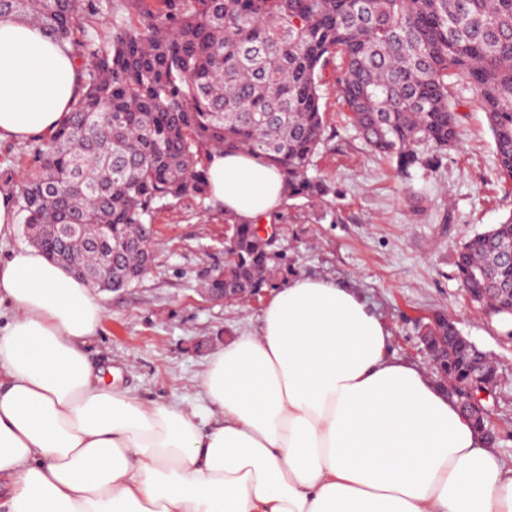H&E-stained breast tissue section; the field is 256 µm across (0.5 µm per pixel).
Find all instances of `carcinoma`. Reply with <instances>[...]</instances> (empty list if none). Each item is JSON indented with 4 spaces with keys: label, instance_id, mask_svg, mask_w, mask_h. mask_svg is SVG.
I'll return each mask as SVG.
<instances>
[{
    "label": "carcinoma",
    "instance_id": "carcinoma-1",
    "mask_svg": "<svg viewBox=\"0 0 512 512\" xmlns=\"http://www.w3.org/2000/svg\"><path fill=\"white\" fill-rule=\"evenodd\" d=\"M4 16L41 26L79 61L78 96L53 134L28 143L19 184L4 186L45 255L95 285L109 267L110 288L148 270L154 205L207 197L215 150L279 168L289 200H324L331 186L310 170L328 69L349 124L404 179L458 144L456 87L467 83L512 180V0H0ZM264 231L237 224L209 287L238 296L272 283L281 263ZM511 249L512 213L455 256L463 287L506 317ZM483 358L460 339L437 373L455 390Z\"/></svg>",
    "mask_w": 512,
    "mask_h": 512
}]
</instances>
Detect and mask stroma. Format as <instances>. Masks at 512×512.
<instances>
[{
  "label": "stroma",
  "instance_id": "obj_1",
  "mask_svg": "<svg viewBox=\"0 0 512 512\" xmlns=\"http://www.w3.org/2000/svg\"><path fill=\"white\" fill-rule=\"evenodd\" d=\"M460 107L461 136L435 169L408 180L348 127L333 80L322 86L327 141L314 172L332 188L324 202L284 201L274 250L287 266L272 287L234 303L201 293L224 264L227 215L209 199L156 204L159 245L151 270L118 291L95 289L103 322L85 352L94 368L118 371L120 387L145 402L195 404L198 379L228 339L256 332L273 288L293 275L350 283L390 332L392 356L430 370L421 343L428 317L453 322L494 360L499 384L486 404L497 450L512 458V319L472 305L455 276L454 254L470 235L512 214V181L501 179L484 112L472 91Z\"/></svg>",
  "mask_w": 512,
  "mask_h": 512
}]
</instances>
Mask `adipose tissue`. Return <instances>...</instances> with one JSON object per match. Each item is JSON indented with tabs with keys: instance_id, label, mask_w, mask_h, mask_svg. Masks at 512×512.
<instances>
[{
	"instance_id": "obj_1",
	"label": "adipose tissue",
	"mask_w": 512,
	"mask_h": 512,
	"mask_svg": "<svg viewBox=\"0 0 512 512\" xmlns=\"http://www.w3.org/2000/svg\"><path fill=\"white\" fill-rule=\"evenodd\" d=\"M78 61L35 24L0 19V140L56 130ZM209 199L276 212L278 169L212 152ZM104 308L29 248L0 258V501L7 512H512V464L456 399L389 353L349 284L293 278L256 333L199 378L200 407L145 403L84 351Z\"/></svg>"
}]
</instances>
